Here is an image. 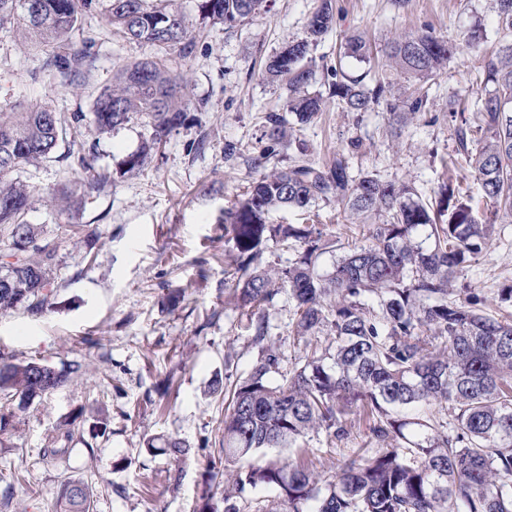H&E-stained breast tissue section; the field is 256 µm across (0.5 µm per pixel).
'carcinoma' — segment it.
<instances>
[{
  "instance_id": "obj_1",
  "label": "carcinoma",
  "mask_w": 512,
  "mask_h": 512,
  "mask_svg": "<svg viewBox=\"0 0 512 512\" xmlns=\"http://www.w3.org/2000/svg\"><path fill=\"white\" fill-rule=\"evenodd\" d=\"M0 0V28L35 36L45 49L43 68L71 81L93 66L92 41L71 39L84 13L100 7L112 32L130 43H148L193 53L187 19L164 0ZM264 0H199L202 18L232 29L261 13ZM503 34L499 48L484 59L485 94L475 102L476 125L456 131L457 154L475 174L491 217L481 220L471 197L453 183L439 188L435 210L413 197L410 186L366 175L355 181L344 160L328 167L308 163L275 168L252 183L247 197L224 210L219 223L236 252L239 308L260 357L231 385L215 379L210 389L224 396V465L237 467L224 489V512H512V285L499 290L500 308L484 310L476 289L457 283L458 273L477 262L494 218L512 216V0H496ZM334 20L332 0H319L306 37L294 41L268 66L285 77L295 97L288 113L266 114L267 137L306 151L302 140H289L290 121L311 122L323 99L304 94L314 70L301 66L310 44L325 35ZM346 53L371 62L361 35L350 37ZM391 67L415 81L405 94L394 91L387 76L370 79L335 72L330 85L349 112L382 108L402 120L425 109L423 82L448 64L451 40L429 32L391 41L385 51ZM184 79L167 56L137 60L118 69L112 84L94 102L98 132L147 119L151 139L123 161L121 174L141 172L153 150L183 125ZM82 115L66 117L33 107L0 111V311L18 306L41 310L55 288L56 247L28 220L35 189L13 177L23 166L55 158L59 143ZM477 146L470 148L471 133ZM86 178L73 188L46 196L47 205L80 220L86 201L107 189L111 176L94 172V158L74 157ZM336 199L350 216L367 225L366 244L355 245L321 269L326 247L313 224H269L272 207L309 211L319 200ZM422 235L430 247L416 241ZM290 244L294 262L265 269L255 265L269 242ZM294 302V344L303 363L282 370L279 353L263 346L268 325L259 313L281 292ZM72 361L56 367L20 361L0 353V392L15 406H0V432L16 412L35 398L80 373ZM282 376L273 384L271 376ZM362 402L369 421L370 455L357 451L331 480L315 473L309 458L256 463L263 448H288L311 433H323L328 447L348 435L349 404ZM436 405L431 416H410L412 406ZM147 447L178 459L187 444L173 437H152ZM266 490L274 496L252 501L248 494ZM64 512H91V492L83 483H63Z\"/></svg>"
}]
</instances>
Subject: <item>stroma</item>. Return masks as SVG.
I'll return each instance as SVG.
<instances>
[{"instance_id":"35a3bbf8","label":"stroma","mask_w":512,"mask_h":512,"mask_svg":"<svg viewBox=\"0 0 512 512\" xmlns=\"http://www.w3.org/2000/svg\"><path fill=\"white\" fill-rule=\"evenodd\" d=\"M197 5L174 0L190 23L193 55L167 53L170 67L186 78L187 119L135 175L122 174L121 163L149 138L150 127L138 118L97 133L93 102L118 66L154 55L156 47L124 41L99 10H90L80 35L94 40L96 61L63 85L42 71L40 44L0 30V110L38 106L83 115L58 159L17 173L40 195L29 220L57 248L56 288L42 311L0 312V351L85 367L36 398L0 433V512H60L58 493L67 479L89 486L91 512H199L207 471L224 459V403L209 385L246 373L260 353L233 297L234 254L217 219L271 167L298 160L323 167L340 158L351 177L406 182L431 206L441 184L454 180L476 197L480 215L488 213L474 173L446 161L456 153L462 125L453 107L481 95L482 54L502 38L494 0H334L336 23L309 53L315 78L308 91L325 97V107L296 130L306 152L283 146L267 162L260 159L267 143L265 115L286 110L288 90L284 81L267 77L265 66L305 37L317 0H268L261 14L231 30L201 19ZM477 22L483 38L474 47L467 34ZM423 28L452 40L456 51L427 80L426 107L410 122L397 123L382 110L348 112L331 97V67L342 64L354 76L367 68L341 55L351 35L365 36L379 50ZM76 145L92 150L97 171L114 179L108 192L89 199L80 218L99 237L92 262L76 245L67 216L42 201L84 178L68 156ZM312 211L328 237L364 243L362 226L336 201L317 202ZM459 279L488 306L496 305L499 288L512 283V217L495 220L483 255ZM178 287L185 288V299L169 308L164 298ZM261 314L283 365L297 363L294 306L287 294ZM160 436L186 441L187 456L177 463L147 448L148 438ZM369 441L368 425L360 419L336 450H326L322 437L312 433L291 448L262 449L257 458L295 463L312 453L319 475L328 478ZM52 444L67 449L64 465L44 457Z\"/></svg>"}]
</instances>
